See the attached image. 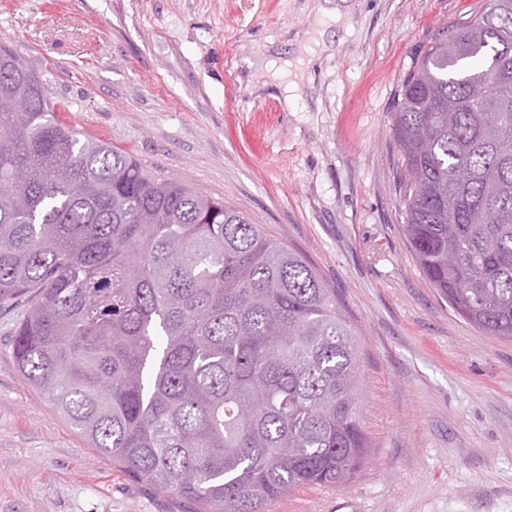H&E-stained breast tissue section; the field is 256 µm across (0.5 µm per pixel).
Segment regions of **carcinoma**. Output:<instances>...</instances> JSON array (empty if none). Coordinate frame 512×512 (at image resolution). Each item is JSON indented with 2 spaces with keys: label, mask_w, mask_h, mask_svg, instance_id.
Masks as SVG:
<instances>
[{
  "label": "carcinoma",
  "mask_w": 512,
  "mask_h": 512,
  "mask_svg": "<svg viewBox=\"0 0 512 512\" xmlns=\"http://www.w3.org/2000/svg\"><path fill=\"white\" fill-rule=\"evenodd\" d=\"M49 83L0 46V309L29 303L19 372L92 447L197 512L347 484L369 440L359 341L329 289L224 200L59 122ZM390 130L419 268L512 342V0L437 33Z\"/></svg>",
  "instance_id": "carcinoma-1"
}]
</instances>
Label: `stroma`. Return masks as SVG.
Returning <instances> with one entry per match:
<instances>
[{
  "instance_id": "1",
  "label": "stroma",
  "mask_w": 512,
  "mask_h": 512,
  "mask_svg": "<svg viewBox=\"0 0 512 512\" xmlns=\"http://www.w3.org/2000/svg\"><path fill=\"white\" fill-rule=\"evenodd\" d=\"M0 0V42L51 72L58 119L223 198L305 259L361 343L370 446L342 488L261 512H512V342L459 317L401 229L390 130L429 38L483 0ZM303 58L284 97L257 64ZM0 311V512H192L92 448L12 358ZM326 5L320 8L319 16L315 20L312 30L308 32L309 41L313 42L316 46L326 47L325 36L330 24L338 22L342 16V8L337 2L326 0Z\"/></svg>"
}]
</instances>
